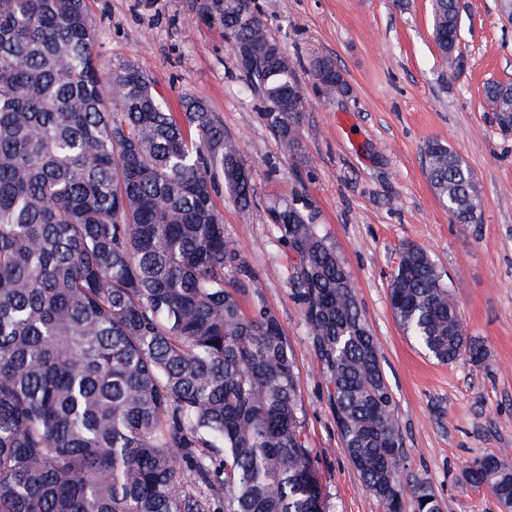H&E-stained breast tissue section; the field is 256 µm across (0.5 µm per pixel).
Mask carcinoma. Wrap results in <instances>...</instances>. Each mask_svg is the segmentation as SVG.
Returning a JSON list of instances; mask_svg holds the SVG:
<instances>
[{
    "mask_svg": "<svg viewBox=\"0 0 512 512\" xmlns=\"http://www.w3.org/2000/svg\"><path fill=\"white\" fill-rule=\"evenodd\" d=\"M458 40L456 0H432ZM282 151L301 159L305 94L250 0H205ZM87 0H0V512H331L303 437L299 371L260 280L224 235L219 187L243 214L254 187L208 103L163 107L126 64L101 76ZM512 84L489 82L488 101ZM452 219L482 213L472 170L426 145ZM301 264L303 307L343 447L382 512H441L408 483L377 342L336 249L298 197L276 203ZM389 300L403 332L451 363L467 338L427 251L405 245ZM469 481L512 507V462Z\"/></svg>",
    "mask_w": 512,
    "mask_h": 512,
    "instance_id": "1",
    "label": "carcinoma"
}]
</instances>
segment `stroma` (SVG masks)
I'll return each instance as SVG.
<instances>
[{"instance_id":"1","label":"stroma","mask_w":512,"mask_h":512,"mask_svg":"<svg viewBox=\"0 0 512 512\" xmlns=\"http://www.w3.org/2000/svg\"><path fill=\"white\" fill-rule=\"evenodd\" d=\"M202 4L89 0L94 52L106 77L138 66L169 111L182 97L203 98L238 144L253 174V206L242 215L225 194L216 205L292 346L303 434L334 512L380 508L343 448L303 307L289 291L299 259L269 208L298 192L345 262L377 339L406 477L430 485L442 512H505L465 476L473 460H512V129L499 125L483 94L487 82L512 83V25L498 0H461L457 51L467 66L456 74L434 40L430 0H252L306 93L299 162L267 130L223 27ZM321 56L335 61L347 92L321 94L310 71ZM436 140L475 173L481 223L452 222L436 197L423 162ZM407 244L430 254L468 335L485 348L481 363L465 355L437 362L398 325L389 285Z\"/></svg>"}]
</instances>
